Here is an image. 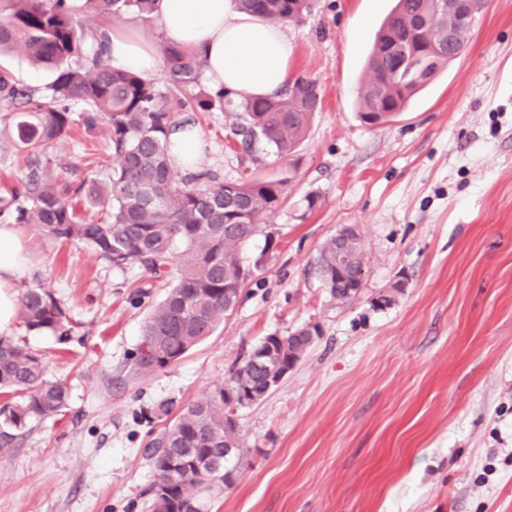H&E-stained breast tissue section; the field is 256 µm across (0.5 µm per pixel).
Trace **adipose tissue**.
I'll list each match as a JSON object with an SVG mask.
<instances>
[{
	"label": "adipose tissue",
	"mask_w": 512,
	"mask_h": 512,
	"mask_svg": "<svg viewBox=\"0 0 512 512\" xmlns=\"http://www.w3.org/2000/svg\"><path fill=\"white\" fill-rule=\"evenodd\" d=\"M159 35L112 31L104 40L113 68L153 76L162 51L173 46L199 49L214 87L248 97H268L288 81L291 44L280 23L238 9L234 0H156ZM173 164L190 171L205 149L199 132L188 125L168 136ZM27 264L21 239L10 225H0V332L11 328L17 297L14 282Z\"/></svg>",
	"instance_id": "1"
}]
</instances>
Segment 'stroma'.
I'll return each instance as SVG.
<instances>
[{
	"label": "stroma",
	"instance_id": "obj_1",
	"mask_svg": "<svg viewBox=\"0 0 512 512\" xmlns=\"http://www.w3.org/2000/svg\"><path fill=\"white\" fill-rule=\"evenodd\" d=\"M393 5L316 0L284 23L291 78L323 94L292 160L244 155L225 142L224 112L190 113L200 169L288 184L241 250L252 274L237 307L177 362L134 368L163 283L18 225L31 259L20 287L49 288L73 331L63 343L17 321L0 333L68 391L58 416L0 447V512H152L161 405L204 397L264 337L306 324L320 328L314 344L238 409L241 460L208 512H512V0H488L465 55L368 128L364 62ZM91 151L111 163L102 129L79 122L51 149L73 181L92 176ZM342 224L358 226L364 253L346 303L311 269Z\"/></svg>",
	"mask_w": 512,
	"mask_h": 512
}]
</instances>
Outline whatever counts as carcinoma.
Returning a JSON list of instances; mask_svg holds the SVG:
<instances>
[{
  "label": "carcinoma",
  "mask_w": 512,
  "mask_h": 512,
  "mask_svg": "<svg viewBox=\"0 0 512 512\" xmlns=\"http://www.w3.org/2000/svg\"><path fill=\"white\" fill-rule=\"evenodd\" d=\"M100 15L155 16V0H85ZM239 8L266 20L299 21L313 0H237ZM98 32L85 30L68 0H0V52L19 49L50 70L44 90L20 85L0 69V112L27 118L5 124L7 142L26 152L23 191L0 201V214L16 224H33L63 242L82 244L112 266L137 265L166 282L168 291L147 320L143 343L158 357H137L140 372L164 368L189 353L224 321V289H242L248 273L241 248L261 232V221L281 204L284 179L263 176L222 182L207 172L177 183L170 169L167 138L181 124L178 113L216 108L229 119L226 138L250 155L258 143L287 159L305 138L321 107L315 80L298 79L277 94L234 99L223 89L195 94L205 68L201 52L166 49L167 76L159 85L130 71L116 70L95 47ZM448 43V24L432 0H396L377 31L366 64L358 115L379 125L409 102L448 66V55L420 54L412 71L396 73L390 44ZM82 105V122L104 129L112 167L105 179L71 182L54 173L58 163L48 146L68 136ZM20 318L29 331H48L63 341L72 327L52 292L43 285L19 298ZM271 337L231 371L229 380L205 398L172 411L170 424L153 440L156 472L152 512H203L199 492L228 486L224 471L237 456L224 458V441L239 435L224 428L226 389L248 384L262 394L272 364L256 359ZM0 391L20 400L0 409L4 424L24 429L33 420L54 417L66 406L65 386L47 377L42 358L0 339Z\"/></svg>",
  "instance_id": "cac0c4a2"
}]
</instances>
